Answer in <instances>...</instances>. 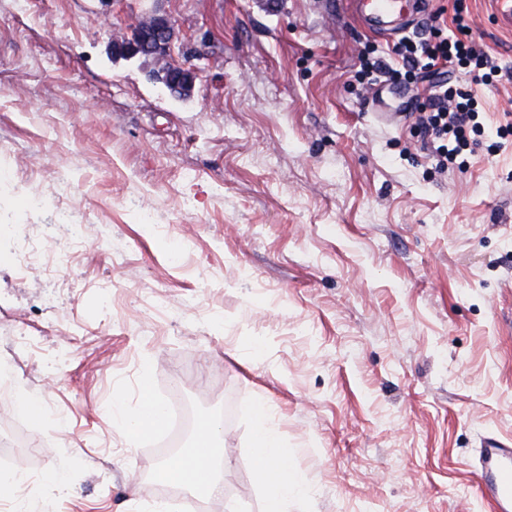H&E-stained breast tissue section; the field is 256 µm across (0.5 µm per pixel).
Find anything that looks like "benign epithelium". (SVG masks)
<instances>
[{
    "instance_id": "benign-epithelium-1",
    "label": "benign epithelium",
    "mask_w": 512,
    "mask_h": 512,
    "mask_svg": "<svg viewBox=\"0 0 512 512\" xmlns=\"http://www.w3.org/2000/svg\"><path fill=\"white\" fill-rule=\"evenodd\" d=\"M174 38L171 20L153 8L134 23L130 34L112 40L110 52L114 57L139 56L152 60L153 79L163 83L174 96L187 98L193 91L196 71L172 56Z\"/></svg>"
}]
</instances>
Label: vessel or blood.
Wrapping results in <instances>:
<instances>
[{"instance_id": "b4317fda", "label": "vessel or blood", "mask_w": 512, "mask_h": 512, "mask_svg": "<svg viewBox=\"0 0 512 512\" xmlns=\"http://www.w3.org/2000/svg\"><path fill=\"white\" fill-rule=\"evenodd\" d=\"M353 17L366 29L388 34L395 17H402V29L413 26L424 12L426 0H349ZM475 466L480 473V495L489 512H512V444L495 436L481 441Z\"/></svg>"}]
</instances>
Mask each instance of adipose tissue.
<instances>
[{
    "mask_svg": "<svg viewBox=\"0 0 512 512\" xmlns=\"http://www.w3.org/2000/svg\"><path fill=\"white\" fill-rule=\"evenodd\" d=\"M255 419L252 434L255 478L264 496L261 512H288L295 500L313 497L312 484L286 462L282 433L274 422L265 398H256L252 404ZM112 419L132 435L154 432L168 422L164 405L149 391H142L136 408H128L123 398L112 403ZM219 434L210 423H203L199 436L190 450L174 457L164 467V479L213 497L223 492V476L218 467L217 440Z\"/></svg>",
    "mask_w": 512,
    "mask_h": 512,
    "instance_id": "1",
    "label": "adipose tissue"
}]
</instances>
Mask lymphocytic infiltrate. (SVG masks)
<instances>
[{
  "label": "lymphocytic infiltrate",
  "mask_w": 512,
  "mask_h": 512,
  "mask_svg": "<svg viewBox=\"0 0 512 512\" xmlns=\"http://www.w3.org/2000/svg\"><path fill=\"white\" fill-rule=\"evenodd\" d=\"M455 32L449 36L430 33L421 40L410 38L393 45L392 52L407 66L408 78H415L417 70H425L433 78V91L428 108L417 116V124L439 145L435 155L439 162L455 161L469 146V135L477 131L479 114L477 100L467 91L455 89L441 77L440 67L458 64L467 68L474 79L487 82L496 75L490 59L474 47L467 31L469 23L463 13H455Z\"/></svg>",
  "instance_id": "1"
}]
</instances>
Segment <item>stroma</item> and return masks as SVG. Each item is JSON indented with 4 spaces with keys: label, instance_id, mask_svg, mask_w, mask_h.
Masks as SVG:
<instances>
[{
    "label": "stroma",
    "instance_id": "obj_1",
    "mask_svg": "<svg viewBox=\"0 0 512 512\" xmlns=\"http://www.w3.org/2000/svg\"><path fill=\"white\" fill-rule=\"evenodd\" d=\"M149 7L0 0V420L32 446L0 447L28 475L0 504L260 512L261 396L315 488L290 512H487L474 455L512 440V0H430L413 30L463 9L499 68H451L481 131L445 167L415 126L427 82L348 0H164L187 100L110 54ZM144 380L221 432L223 498L160 480L170 430L114 424Z\"/></svg>",
    "mask_w": 512,
    "mask_h": 512
}]
</instances>
